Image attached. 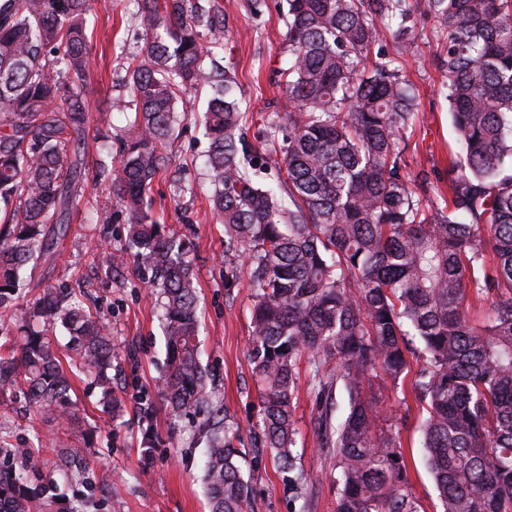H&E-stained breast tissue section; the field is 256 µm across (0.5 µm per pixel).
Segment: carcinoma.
<instances>
[{
	"label": "carcinoma",
	"instance_id": "carcinoma-1",
	"mask_svg": "<svg viewBox=\"0 0 512 512\" xmlns=\"http://www.w3.org/2000/svg\"><path fill=\"white\" fill-rule=\"evenodd\" d=\"M288 112L240 111L234 77L207 64L224 49L220 0H139L142 57L126 68L133 112L117 167L101 163L128 213V258L151 273L167 344L158 392L176 415L208 399L199 361L198 291L185 238L161 232L149 191L172 169L177 103L211 91L210 207L225 248L247 256L253 293L249 358L260 397V444L285 482L296 470V369L311 364L318 425L336 458V512H420L398 436L378 429L375 394L415 373L423 456L442 512H512V0H425L462 151L448 157V191L420 199L403 173L417 98L382 53L376 18L411 17L412 0H285ZM90 0H0V391L25 389L36 412L68 421L70 373L45 331L7 338L22 271L66 232L87 176L85 16ZM257 151L279 159L281 196L249 171ZM494 315L468 316L471 298ZM33 312L63 328L103 409L121 407L107 370L108 329L67 289L47 288ZM347 396L344 415L333 396ZM241 437L209 441L211 512H248ZM0 444V512H78L49 495L39 457L15 470Z\"/></svg>",
	"mask_w": 512,
	"mask_h": 512
}]
</instances>
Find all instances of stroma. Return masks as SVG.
<instances>
[{
    "instance_id": "1",
    "label": "stroma",
    "mask_w": 512,
    "mask_h": 512,
    "mask_svg": "<svg viewBox=\"0 0 512 512\" xmlns=\"http://www.w3.org/2000/svg\"><path fill=\"white\" fill-rule=\"evenodd\" d=\"M228 20L231 59L237 69L232 96L252 112L284 113L288 101L281 73L290 57L280 0H264L253 15L223 0ZM137 0H92L87 16L90 56L85 95L89 102L85 150L88 162L105 158L116 165L118 155L102 156L101 134L124 135L127 93L121 84L128 63L140 58L143 30L136 16ZM390 22L383 42L386 54L397 57L403 77L418 96V120L404 156L408 176L425 173L421 197L430 200L448 187V155L457 151L456 134L448 115L443 72L434 59V21L417 8L405 34ZM208 90L188 94L179 109L184 114L178 137L170 148L187 192L170 191L169 176H160L150 192L152 213L163 225L185 234L198 282L200 359L208 376L212 401L197 416H171L158 398L157 382L165 370L166 350L161 310L152 295L149 277L134 263L113 270L112 253L126 244L127 216L116 206L109 183L84 182L83 202L72 215L67 235L57 241L50 257L26 270V286L15 303V331L29 320L32 306L44 289L67 288L90 307L112 334V386L122 402L118 417L103 412L100 392L82 372L76 358L64 357L72 371L76 404L72 423L33 412L24 393L0 399V435L16 458L39 451L47 469L65 465V448L86 443L89 454L80 481L55 489L64 503L82 512H209L202 463L213 428H239L247 460L242 464L252 488L249 512H336V461L321 448L316 432L317 401L309 382V364L298 369L294 400L299 469L317 472V479L289 489L270 449L257 448L250 437L258 429V388L248 360L251 343L252 290L245 260L224 250V226L212 214V186L205 166L209 148L199 124ZM94 205L99 221L87 223L86 207ZM156 407L153 422L143 419L141 396ZM385 432L399 434L408 464V478L421 512H441L432 476L420 448L419 410L411 383L383 391L378 400ZM153 426L159 439L144 455L143 433ZM47 448H38V441Z\"/></svg>"
}]
</instances>
